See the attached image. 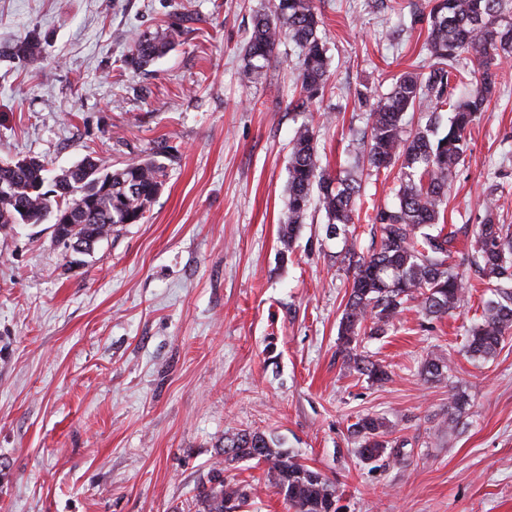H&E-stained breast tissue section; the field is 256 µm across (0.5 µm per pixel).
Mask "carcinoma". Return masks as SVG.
<instances>
[{
    "instance_id": "cac0c4a2",
    "label": "carcinoma",
    "mask_w": 512,
    "mask_h": 512,
    "mask_svg": "<svg viewBox=\"0 0 512 512\" xmlns=\"http://www.w3.org/2000/svg\"><path fill=\"white\" fill-rule=\"evenodd\" d=\"M427 37L423 43L429 72H406L392 90L370 101L369 170L375 176L398 168L394 204L381 206L362 198L361 180L349 174L333 177L321 166L316 131L312 124L297 128L288 167V199L280 228V259H288L313 193L327 218L326 233H345L364 217L379 235L378 248L363 255L356 244L344 259L351 273L350 293L339 324L338 342L349 365L375 383L389 378L380 364L359 352L364 336H382L410 301L423 315H451L463 301L470 277L467 267L478 269L479 281L495 288L481 320L467 331L466 353L473 359L495 356L504 336L512 331V235L495 223L497 199L489 194L485 216L473 234L471 253L453 262L455 232L446 230L448 186L469 150L467 132L487 110L502 76L503 60L512 57V0H427ZM314 0H273L269 12L254 19L243 49L242 77H261L281 41L299 50V97L303 108L319 97L328 80L329 63ZM180 35L178 25L143 31L126 57L127 67L139 71L164 56ZM17 54L31 66L41 64V47L27 41ZM473 59L474 69L464 76L462 56ZM448 108L446 127L439 112ZM419 112L425 125L409 128L405 116ZM161 163L140 159L111 169L88 157L50 177L44 164L29 160L24 168L0 167V226L19 222V209L29 223L42 224L70 213L64 231L75 237L112 236L119 224H138L145 218L163 186ZM450 359L431 355L422 364L427 381L440 379ZM359 439L363 460L384 467L400 450L387 440L386 421L366 415L351 425ZM255 459L267 465L275 493L292 512H339L336 490L319 471L282 449L275 437L257 430L224 436V463ZM248 494L238 484L224 481V468L211 470L209 485L197 488L195 512H231L242 509Z\"/></svg>"
}]
</instances>
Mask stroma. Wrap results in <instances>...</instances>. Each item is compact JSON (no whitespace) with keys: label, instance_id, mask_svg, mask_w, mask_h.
<instances>
[{"label":"stroma","instance_id":"35a3bbf8","mask_svg":"<svg viewBox=\"0 0 512 512\" xmlns=\"http://www.w3.org/2000/svg\"><path fill=\"white\" fill-rule=\"evenodd\" d=\"M410 2L399 16L380 0H316L330 80L298 112L292 44L258 83L239 78L271 0H0V162L58 173L88 154L113 168L153 156L166 173L145 219L87 255L48 224L0 228V512H188L225 434L243 429L320 471L340 512H512V334L487 360L463 350L487 288L437 319L408 303L364 338L391 373L380 385L338 351L349 274L324 210L278 257L296 129L316 124L322 166L345 174L370 123L358 91L426 69L425 0ZM173 22L166 55L123 67L138 32ZM33 39L38 71L12 52ZM504 70L448 188L462 244L490 189L512 225V61ZM431 353L453 360L438 382L421 376ZM458 391L469 403L452 431ZM366 415L389 421L405 461L362 460L348 428ZM224 476L246 486L250 512H289L264 465Z\"/></svg>","mask_w":512,"mask_h":512}]
</instances>
